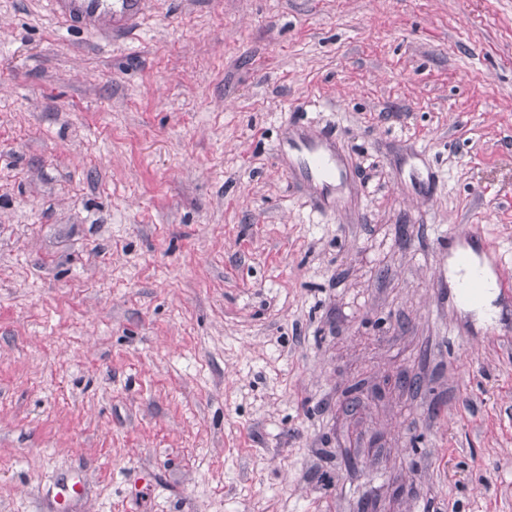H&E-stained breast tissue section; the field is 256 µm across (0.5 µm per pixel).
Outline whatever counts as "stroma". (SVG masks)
<instances>
[{"mask_svg":"<svg viewBox=\"0 0 512 512\" xmlns=\"http://www.w3.org/2000/svg\"><path fill=\"white\" fill-rule=\"evenodd\" d=\"M468 247L512 281V0H0V512H512ZM397 370L346 467L342 389ZM52 10L70 26L94 27L108 17L114 29L126 28L140 17L144 0H47ZM288 159L292 172L314 183L323 201L336 196L347 180L332 143L324 136L310 138L298 135L288 140Z\"/></svg>","mask_w":512,"mask_h":512,"instance_id":"obj_1","label":"stroma"}]
</instances>
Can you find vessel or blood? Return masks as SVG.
Listing matches in <instances>:
<instances>
[{
	"label": "vessel or blood",
	"instance_id": "obj_1",
	"mask_svg": "<svg viewBox=\"0 0 512 512\" xmlns=\"http://www.w3.org/2000/svg\"><path fill=\"white\" fill-rule=\"evenodd\" d=\"M53 11L72 26H95L109 18L113 28L132 25L143 11L144 0H48ZM288 159L292 172L314 183L322 200L331 199L347 180V172L332 143L323 136L289 139Z\"/></svg>",
	"mask_w": 512,
	"mask_h": 512
}]
</instances>
